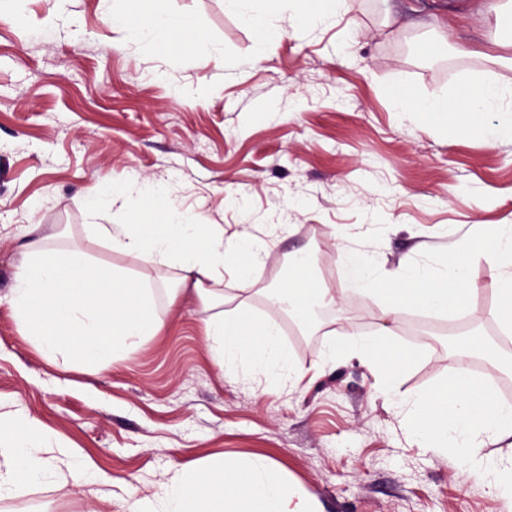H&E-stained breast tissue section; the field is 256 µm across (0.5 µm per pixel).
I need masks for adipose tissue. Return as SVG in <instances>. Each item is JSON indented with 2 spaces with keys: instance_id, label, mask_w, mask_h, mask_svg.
Masks as SVG:
<instances>
[{
  "instance_id": "adipose-tissue-1",
  "label": "adipose tissue",
  "mask_w": 512,
  "mask_h": 512,
  "mask_svg": "<svg viewBox=\"0 0 512 512\" xmlns=\"http://www.w3.org/2000/svg\"><path fill=\"white\" fill-rule=\"evenodd\" d=\"M284 2L234 0V6L256 37L267 41L281 33ZM111 22L123 28L129 41L154 55L171 54L188 39L198 55L214 60L222 56L212 42L169 14L163 0H127L126 9L113 15ZM390 104L396 112L428 110L451 122L463 106L471 117L468 132L492 146L512 141V85L481 83L470 87L465 99L446 96L427 105L402 93L393 96ZM104 235L108 248L142 255L157 271L174 266L183 271L184 282L191 284L205 314V340L222 370L264 372L287 387L302 379V371L290 362L272 325L253 314L246 303L230 310L224 307L219 284L225 272L249 279L261 259L258 246L246 242L241 234H226L220 224L184 223L171 205L163 221L113 224L105 228ZM478 261L487 267L495 285L498 303L494 316L501 327L511 330L512 224L480 227L477 240L464 255L450 252L432 261L406 257L389 277L381 273L373 257L357 253L352 257V284L358 292L380 299L387 322L410 310L441 316L467 308L475 291L471 267ZM279 290L288 303L289 316L307 331L319 327L317 308L335 300L306 260L294 265ZM325 359L357 360L377 377L379 389L385 393L392 386L393 372L408 367L414 355L394 343L386 323L372 338L344 332L329 346ZM404 419L412 438L434 443L438 451L450 448L469 457L489 475L497 495L512 500V463H487L476 452L484 437L512 432V412L498 406L488 394L473 393L466 374L441 382L430 393L410 396L404 404ZM45 443L44 432L30 421L0 415V493L39 476L42 461L36 451ZM154 512L317 510L314 502L283 478L275 461L252 454L237 460L216 458L200 469L175 470Z\"/></svg>"
}]
</instances>
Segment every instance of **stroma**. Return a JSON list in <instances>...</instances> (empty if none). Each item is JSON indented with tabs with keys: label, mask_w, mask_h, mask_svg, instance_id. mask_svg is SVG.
I'll return each instance as SVG.
<instances>
[{
	"label": "stroma",
	"mask_w": 512,
	"mask_h": 512,
	"mask_svg": "<svg viewBox=\"0 0 512 512\" xmlns=\"http://www.w3.org/2000/svg\"><path fill=\"white\" fill-rule=\"evenodd\" d=\"M165 6L223 47L222 59L147 55L111 24L119 0H67L50 38L40 30L46 0L0 8V414L47 436L46 477L6 493L0 512H127V487L148 504L176 469L252 453L272 458L320 512H512L469 458L411 441L401 407L458 371L454 346L475 330L492 351L472 383L512 403V342L492 316L483 267L472 270L469 327L425 332L392 399L358 361L324 360L331 331L368 334L381 322L379 303L352 290L335 234L387 274L409 255L467 250L474 225L512 224V143L487 145L389 101L430 100L472 80L512 84V67L491 61L512 40V14L490 29L482 0H354L349 16L317 27L294 28L283 10L282 34L262 44L231 0ZM439 31L447 49L424 55L420 39ZM136 181L161 188L184 222L268 243L250 280L225 276L224 295L278 330L308 381L288 388L221 370L193 299L167 303L181 270L161 283L140 256L102 245L90 223L151 215ZM106 183L114 203L89 216ZM40 238L148 282L164 330L94 370L42 355L7 302L23 244ZM298 254L337 296L313 335L267 298ZM70 468L87 484L60 481Z\"/></svg>",
	"instance_id": "stroma-1"
}]
</instances>
